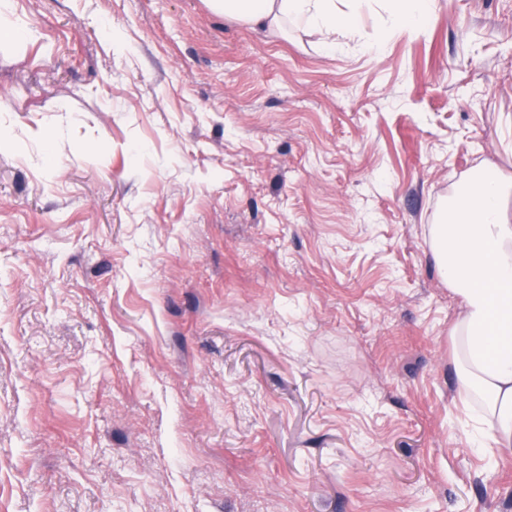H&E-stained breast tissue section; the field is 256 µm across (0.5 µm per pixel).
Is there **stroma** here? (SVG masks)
I'll return each instance as SVG.
<instances>
[{"label":"stroma","instance_id":"obj_1","mask_svg":"<svg viewBox=\"0 0 512 512\" xmlns=\"http://www.w3.org/2000/svg\"><path fill=\"white\" fill-rule=\"evenodd\" d=\"M266 33L206 0L0 24V512H512L430 228L512 177V0Z\"/></svg>","mask_w":512,"mask_h":512}]
</instances>
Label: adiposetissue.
<instances>
[{"instance_id":"1","label":"adipose tissue","mask_w":512,"mask_h":512,"mask_svg":"<svg viewBox=\"0 0 512 512\" xmlns=\"http://www.w3.org/2000/svg\"><path fill=\"white\" fill-rule=\"evenodd\" d=\"M215 13L276 31L284 23L315 32L324 47L352 32L355 11L336 0H209ZM512 180L479 169L457 187L431 228L432 254L443 281L461 299L453 328V377L475 404L484 447L512 454Z\"/></svg>"}]
</instances>
